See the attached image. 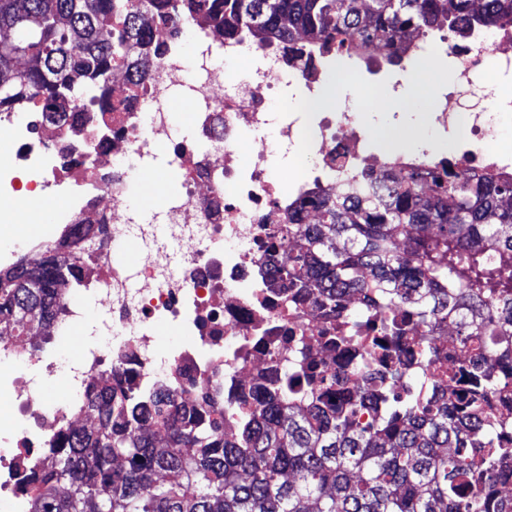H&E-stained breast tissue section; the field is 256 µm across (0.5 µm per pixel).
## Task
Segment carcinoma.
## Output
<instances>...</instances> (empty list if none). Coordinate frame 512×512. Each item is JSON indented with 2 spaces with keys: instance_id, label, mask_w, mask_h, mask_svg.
I'll use <instances>...</instances> for the list:
<instances>
[{
  "instance_id": "cac0c4a2",
  "label": "carcinoma",
  "mask_w": 512,
  "mask_h": 512,
  "mask_svg": "<svg viewBox=\"0 0 512 512\" xmlns=\"http://www.w3.org/2000/svg\"><path fill=\"white\" fill-rule=\"evenodd\" d=\"M176 16L294 61L332 56L400 64L413 36L512 24V0H0V111L31 108L56 123L115 109L108 81L122 70L146 79L163 44L153 26ZM432 186L390 167L380 193L311 192L268 245L292 240L288 264L270 268L288 291L310 290L344 308L351 329L327 345L353 349L337 377L321 375L306 338L291 337L288 362L260 396L231 411L235 432L207 397L166 389L146 402L106 380L88 392L93 429L62 428L20 490L32 512H512V429L493 403L512 394V175L468 178L450 159L433 163ZM317 213L315 224L296 215ZM102 228L72 224L52 250L0 268V327L50 325ZM404 308L426 332L443 322L484 356L448 400V354L414 345L408 370L380 376L383 351L362 335L368 318L400 340L383 314Z\"/></svg>"
}]
</instances>
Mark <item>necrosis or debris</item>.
Masks as SVG:
<instances>
[{
  "instance_id": "obj_1",
  "label": "necrosis or debris",
  "mask_w": 512,
  "mask_h": 512,
  "mask_svg": "<svg viewBox=\"0 0 512 512\" xmlns=\"http://www.w3.org/2000/svg\"><path fill=\"white\" fill-rule=\"evenodd\" d=\"M455 63L453 89L435 114L437 125L458 134L464 149L456 160L465 175L512 172V156L490 149L495 124L512 99L500 98L482 77L487 60L512 78V24L478 29L472 42H448ZM251 54L246 76L224 75L218 59ZM196 77L183 99L195 114L192 139L175 140L171 91L183 81L180 53L164 49L143 86L113 83L112 100L129 94L130 109L98 113L94 126L54 125L34 112L0 113V199L15 212L62 196L73 203L57 215L70 224H102L108 243L86 260L82 292L105 314L98 340L63 359L30 346L26 337L0 340V400L13 404L0 416V512H31L18 484L26 461L43 448L61 422L77 419L74 406L100 380L126 375L143 397L159 384L209 395L222 404L263 390L283 364L284 338L313 337L320 370L338 371L340 354L323 344L342 334L344 312L321 307L314 295L288 304L270 283L266 244L288 221L290 197L271 177L269 157L306 156L310 167L295 178L293 196L314 188L338 194L367 177L384 183L385 164L366 150L362 110L347 96L339 111L305 120L303 108L273 111V95L302 85L315 96L323 85L320 63L289 64L287 57L235 38L195 35ZM255 143L249 161L240 157L243 135ZM166 153L182 174V189L161 205L162 223H139L127 198L144 162ZM136 240L142 261L128 271L113 258ZM173 327L162 339L159 326ZM62 390L45 396L40 383Z\"/></svg>"
}]
</instances>
